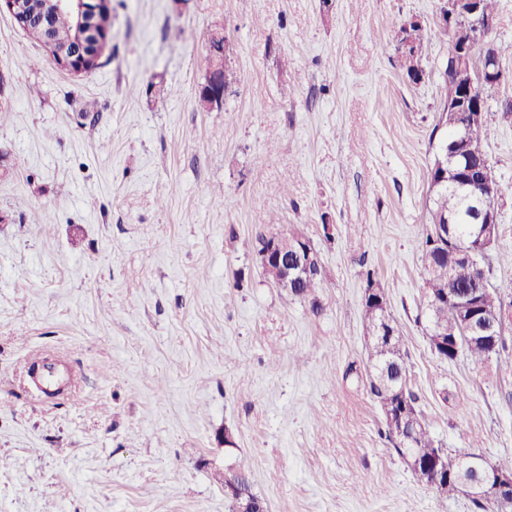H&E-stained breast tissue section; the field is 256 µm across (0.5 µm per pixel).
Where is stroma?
Instances as JSON below:
<instances>
[{"label":"stroma","instance_id":"obj_1","mask_svg":"<svg viewBox=\"0 0 512 512\" xmlns=\"http://www.w3.org/2000/svg\"><path fill=\"white\" fill-rule=\"evenodd\" d=\"M444 0H112L73 77L0 14V512H477L420 481L366 385L365 273L407 384L454 454L512 470V328L484 364L435 355L419 304L451 37ZM490 36L483 147L512 253V0ZM418 21L420 81L397 35ZM233 82L205 109L215 32ZM319 250L321 309L268 281L259 233ZM61 361L45 396L28 368ZM232 444H225V433Z\"/></svg>","mask_w":512,"mask_h":512}]
</instances>
